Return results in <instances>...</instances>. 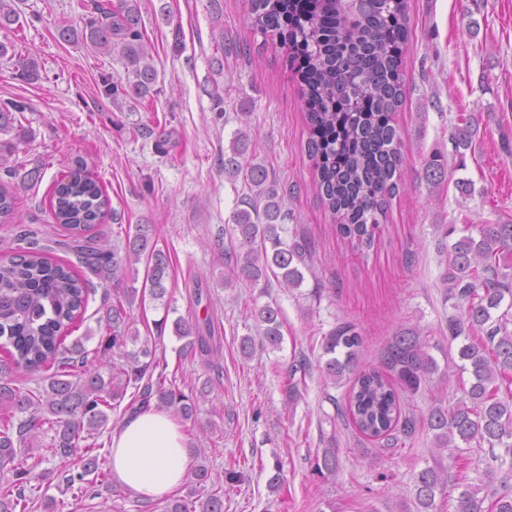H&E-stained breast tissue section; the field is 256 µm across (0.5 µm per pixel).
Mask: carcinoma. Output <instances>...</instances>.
<instances>
[{
	"label": "carcinoma",
	"mask_w": 512,
	"mask_h": 512,
	"mask_svg": "<svg viewBox=\"0 0 512 512\" xmlns=\"http://www.w3.org/2000/svg\"><path fill=\"white\" fill-rule=\"evenodd\" d=\"M251 28L276 36L291 52L300 46L311 59L303 84L306 119L310 129L309 157L314 161L315 186L323 205L339 219L337 230L355 249L373 246L380 225L386 221L389 202L401 185L403 157L393 115L404 94L403 48L408 36V0H244ZM97 16L76 28L62 23L57 33L65 42H83L102 54L118 51L127 62L126 83L106 82L107 93L133 100L145 99L157 80L153 56L139 30V0H107L94 5ZM19 21L14 0H0V30ZM24 110L18 101L0 108V131ZM477 133L472 117L460 114L449 138L456 166H465L466 151ZM224 175L243 179L252 192L245 207L233 212L224 267L241 281L257 283L273 273L283 288H298L310 268L312 250L303 237L281 238L282 196L269 181L267 168L249 152L248 135L242 131L224 155ZM423 176L432 185L448 180V161L435 154L425 163ZM56 223L75 238L79 263L102 281L120 283L145 263L142 288L116 292L107 310L106 335L88 351L77 340L64 346L65 332L84 313L92 282L71 263L51 262L43 251L21 249L0 259V338L12 347L0 361V466H11L14 479L0 486V512H32L42 499L46 473L38 471L43 457L35 456L42 434H51L47 451L72 462L60 472L65 489L75 500L90 494L89 475L111 490L102 471L99 449L101 429L109 412L119 407L128 388L137 390L140 407L156 406L175 417L194 421L208 383L190 394L166 374L156 356L157 345L139 341L131 331L126 307L138 293L161 300L167 293L169 261L156 248L150 224L125 229L121 215L98 181L82 168L71 179L55 186L50 201ZM125 232L123 247L84 245L91 225L107 215ZM478 236L463 234L446 247L447 271L443 286L447 300L463 313L448 318L450 340L463 339L458 348L461 372L472 376L469 388L453 407L434 404L419 418L401 406L399 391L414 393L436 371L428 344L413 328L394 336L383 355V368L358 369L364 338L357 325L344 321L323 336L327 359L325 379L336 383L348 378V410L357 430L381 442V452L392 453L419 424L434 432L438 449L459 451L487 447V494L480 488L449 483L441 461L414 474L419 512H441L436 494L461 488L455 512H512V224H482ZM279 310L266 304L254 309L262 323L261 343L272 348L283 336ZM174 333L187 339L186 351L214 356L219 337L210 318L173 322ZM140 343L136 349L128 344ZM17 369L45 373L41 389L17 385ZM339 465L334 440L316 454L314 472L332 475ZM44 500V499H42ZM53 508V500H44ZM163 512H224V486H214L200 504L184 499L166 503Z\"/></svg>",
	"instance_id": "cac0c4a2"
}]
</instances>
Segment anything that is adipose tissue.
Wrapping results in <instances>:
<instances>
[{"mask_svg":"<svg viewBox=\"0 0 512 512\" xmlns=\"http://www.w3.org/2000/svg\"><path fill=\"white\" fill-rule=\"evenodd\" d=\"M109 466L113 477L141 501L176 490L190 467L181 425L152 407L128 415L112 432Z\"/></svg>","mask_w":512,"mask_h":512,"instance_id":"1","label":"adipose tissue"}]
</instances>
